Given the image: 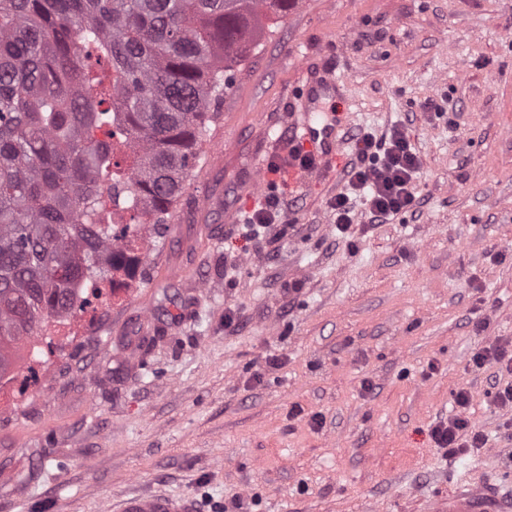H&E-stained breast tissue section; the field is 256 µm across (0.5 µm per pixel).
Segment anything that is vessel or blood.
<instances>
[{
  "label": "vessel or blood",
  "instance_id": "obj_1",
  "mask_svg": "<svg viewBox=\"0 0 512 512\" xmlns=\"http://www.w3.org/2000/svg\"><path fill=\"white\" fill-rule=\"evenodd\" d=\"M294 139L313 153L312 167L289 165V186H313L329 180L344 165L345 152L336 135L332 117L304 116L292 121ZM194 500L188 496L132 493L119 503L118 512H196ZM435 512H512V498L503 496L491 485L458 486L447 497L438 499Z\"/></svg>",
  "mask_w": 512,
  "mask_h": 512
}]
</instances>
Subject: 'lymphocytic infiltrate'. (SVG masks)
<instances>
[{
	"instance_id": "f902f5d3",
	"label": "lymphocytic infiltrate",
	"mask_w": 512,
	"mask_h": 512,
	"mask_svg": "<svg viewBox=\"0 0 512 512\" xmlns=\"http://www.w3.org/2000/svg\"><path fill=\"white\" fill-rule=\"evenodd\" d=\"M355 158L346 173V188L329 202L336 224V236L354 244L360 217L381 224L390 217L412 211L417 204V173L420 158L405 126H393L383 137L359 133L354 142ZM495 364L511 380L499 388L494 402L512 408V341L505 340L475 354L473 363L482 367ZM470 397L467 391L455 396L457 413L436 423L430 430L436 447L449 454L483 448L484 434L472 426L465 414Z\"/></svg>"
}]
</instances>
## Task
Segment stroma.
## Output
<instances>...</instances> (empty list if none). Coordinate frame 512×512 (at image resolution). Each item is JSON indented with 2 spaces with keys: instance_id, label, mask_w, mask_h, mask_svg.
I'll return each mask as SVG.
<instances>
[{
  "instance_id": "35a3bbf8",
  "label": "stroma",
  "mask_w": 512,
  "mask_h": 512,
  "mask_svg": "<svg viewBox=\"0 0 512 512\" xmlns=\"http://www.w3.org/2000/svg\"><path fill=\"white\" fill-rule=\"evenodd\" d=\"M356 134L406 125L418 203L338 240L322 189L271 178L324 74ZM436 109H429V102ZM281 200L286 238L237 227ZM163 231L97 310L49 325L38 389L0 398V512H434L457 483L512 494V408L473 355L512 339V0H298L234 72ZM233 258L235 284L224 280ZM235 322L225 326V315ZM485 448L431 427L459 389ZM190 496L132 493L119 503L118 512H196Z\"/></svg>"
}]
</instances>
